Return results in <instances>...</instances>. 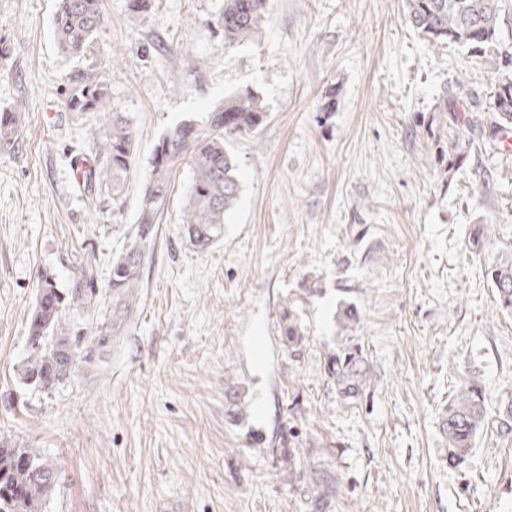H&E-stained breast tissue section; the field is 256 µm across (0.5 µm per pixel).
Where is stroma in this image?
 Instances as JSON below:
<instances>
[{"mask_svg":"<svg viewBox=\"0 0 512 512\" xmlns=\"http://www.w3.org/2000/svg\"><path fill=\"white\" fill-rule=\"evenodd\" d=\"M223 0H103L96 41L114 111L136 129L125 207L87 199L75 158L92 159L94 121L65 107L72 60L56 48L57 0H0V106L22 129L0 150V441L35 448L57 477L43 512H512V314L488 266L512 259V152L485 141L458 170L448 85L482 97L512 50V0L480 62L437 49L404 0H270L259 34L225 48L209 20ZM251 90L269 112L233 143L242 191L222 241L190 245L181 222L189 172L141 265L130 327L99 347L112 260L135 227L159 136ZM336 94V109L323 111ZM492 233L470 250L474 225ZM93 271L96 307L67 305L85 363L53 390L20 380L43 274L71 293ZM308 335L281 342L279 313ZM354 321H346L347 311ZM361 348L358 400L343 401L330 355ZM477 376L487 421L474 453L448 466L441 413ZM248 415H224L233 390ZM295 449L293 471L275 454ZM278 327L283 345L291 348L297 347L306 336V325L300 312L290 304L282 307Z\"/></svg>","mask_w":512,"mask_h":512,"instance_id":"35a3bbf8","label":"stroma"}]
</instances>
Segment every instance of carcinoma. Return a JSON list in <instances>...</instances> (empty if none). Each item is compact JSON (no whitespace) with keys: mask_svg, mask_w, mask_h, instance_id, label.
I'll list each match as a JSON object with an SVG mask.
<instances>
[{"mask_svg":"<svg viewBox=\"0 0 512 512\" xmlns=\"http://www.w3.org/2000/svg\"><path fill=\"white\" fill-rule=\"evenodd\" d=\"M269 0H224L222 10L210 19L229 49L252 39L268 13ZM502 0H406V19L429 45H454L482 57L498 42ZM110 23L102 0H60L53 18V36L60 51L75 60L63 76L62 95L67 109L80 119L99 124L95 159L85 173L89 196L108 195L121 209L127 173L134 148L135 129L123 112L112 111L109 79L94 59L98 36ZM441 111L451 120L479 129L484 138L496 140L512 131V76L499 73L485 111L490 121L459 115L460 100L453 89L445 91ZM260 96L245 90L216 102L205 122L184 119L160 136L151 169L145 181L133 242L112 260L110 283L112 307L97 324L98 345L107 346L120 336L133 319L138 305L140 267L150 248L154 226L167 207L178 170L190 172V186L182 211V224L191 245L206 249L218 243L224 232V217L240 192L238 161L227 144L252 137L267 121ZM20 131L18 111L0 109V147L14 144ZM496 288L500 307L512 313V262H501L486 272ZM93 272L87 271L66 297L45 274L38 285L29 325V350L19 377L26 384L51 390L59 381L78 371L79 357L72 348L63 321L65 307L77 302L85 307L97 301ZM278 327L283 345L294 348L306 336V325L293 305L282 307ZM361 355L336 354L328 373L344 400L356 399L363 387ZM486 392L475 379H462L442 416L441 429L448 441V465L462 464L473 452L486 420ZM56 471L35 448L7 446L0 442V512H42L53 489Z\"/></svg>","mask_w":512,"mask_h":512,"instance_id":"1","label":"carcinoma"}]
</instances>
